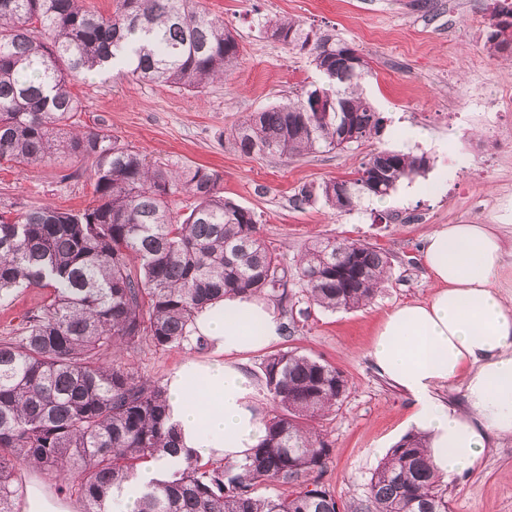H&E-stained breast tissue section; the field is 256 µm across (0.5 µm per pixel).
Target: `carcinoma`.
<instances>
[{
    "mask_svg": "<svg viewBox=\"0 0 512 512\" xmlns=\"http://www.w3.org/2000/svg\"><path fill=\"white\" fill-rule=\"evenodd\" d=\"M270 38L312 58L323 83L245 119L232 131L245 154L300 156L378 139L386 119L361 94L368 63L325 31L288 18L265 21ZM485 47L512 57V5L493 0ZM239 42L202 0H115L96 13L86 0H0V164L30 168L67 158L87 166L94 200L82 210H0V300L21 288L49 294L19 335L0 338V512L22 495L21 466L78 479L86 512H112V494L147 463L176 451L166 389L121 365L112 350L147 336L180 347L195 313L224 292L287 300L288 270L259 232L256 214L222 195V176L202 166L163 168L103 128L79 130L72 91L85 71L126 74L202 92L238 61ZM428 167L426 156L382 149L354 177L316 192L338 211L385 198ZM303 188L295 202L309 203ZM313 304L351 310L389 280L381 249L318 238L295 265ZM272 411L243 465L189 462L172 478L132 488L135 512H448L426 437L390 448L367 495L339 509L308 476L329 443L314 423L342 401L348 380L293 350L264 359ZM286 490L253 495L259 483Z\"/></svg>",
    "mask_w": 512,
    "mask_h": 512,
    "instance_id": "carcinoma-1",
    "label": "carcinoma"
}]
</instances>
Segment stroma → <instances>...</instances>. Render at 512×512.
Returning a JSON list of instances; mask_svg holds the SVG:
<instances>
[{"instance_id":"35a3bbf8","label":"stroma","mask_w":512,"mask_h":512,"mask_svg":"<svg viewBox=\"0 0 512 512\" xmlns=\"http://www.w3.org/2000/svg\"><path fill=\"white\" fill-rule=\"evenodd\" d=\"M240 44L238 64L223 81L195 94L119 73H85L73 91L82 102L77 119L87 129L112 135L154 164L204 165L220 172L225 197L257 215L261 234L285 267L318 238H348L372 244L390 258L392 276L372 302L353 310L327 311L310 303L289 279L295 322L292 335L246 354L253 380L264 359L294 350L338 369L348 390L319 427L331 451L314 480L340 507L364 498L374 469L411 428L407 394L380 376L368 352L373 335L394 306L426 299L431 280L421 248L437 224L499 222L498 202L512 197V135H493L491 125L512 132V111L492 114L475 101L512 88V59L484 48L488 0H205ZM284 16L335 33L356 48L369 72L364 97L386 119L380 138L344 149L292 157L245 155L230 133L247 115L309 89L321 76L310 57L265 34V18ZM380 149L428 157L427 170L398 183L390 196L338 212L316 199L294 198L305 186L348 179ZM458 154L464 169L449 166ZM65 165L25 171L0 166V206L81 209L93 199L86 177L65 178ZM43 288L19 290L0 301V337L17 335L24 314L46 296ZM208 348L190 342L169 348L142 341L109 354L139 376L165 384L190 356ZM23 487L39 484L48 494L83 512L76 485L43 471L21 468ZM449 512H512V437L491 441L479 467L447 485Z\"/></svg>"}]
</instances>
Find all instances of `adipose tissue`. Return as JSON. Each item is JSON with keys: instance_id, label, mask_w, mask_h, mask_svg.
I'll return each instance as SVG.
<instances>
[{"instance_id": "obj_1", "label": "adipose tissue", "mask_w": 512, "mask_h": 512, "mask_svg": "<svg viewBox=\"0 0 512 512\" xmlns=\"http://www.w3.org/2000/svg\"><path fill=\"white\" fill-rule=\"evenodd\" d=\"M429 297L391 309L369 357L376 371L408 393L409 421L425 433L434 462L451 481L472 470L491 439L512 436V241L496 225L440 224L424 238ZM274 303L228 292L205 306L193 334L210 356L187 358L166 383L169 422L181 458L245 462L264 435V418L242 354L279 338ZM462 382L465 405H446L439 388Z\"/></svg>"}]
</instances>
